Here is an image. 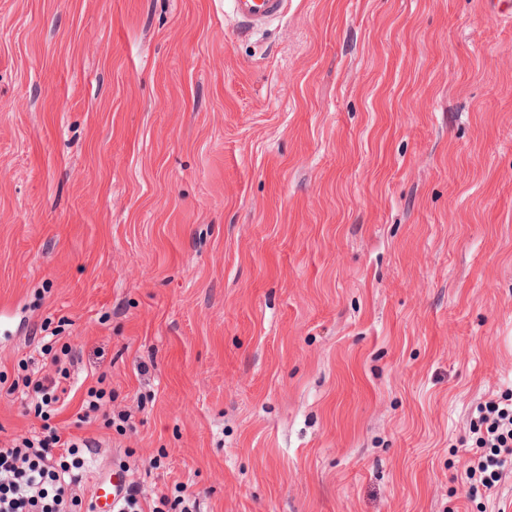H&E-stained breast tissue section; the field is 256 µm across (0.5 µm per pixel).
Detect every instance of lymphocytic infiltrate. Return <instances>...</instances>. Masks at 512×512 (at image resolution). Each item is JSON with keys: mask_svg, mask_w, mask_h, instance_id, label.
<instances>
[{"mask_svg": "<svg viewBox=\"0 0 512 512\" xmlns=\"http://www.w3.org/2000/svg\"><path fill=\"white\" fill-rule=\"evenodd\" d=\"M50 364L52 373L24 382L46 408L62 404L69 378L61 356L52 355ZM473 433L480 455L466 474L490 489L512 462V402L492 399L480 406ZM91 444L48 425L20 440H0V512H94L73 491L84 467L80 451Z\"/></svg>", "mask_w": 512, "mask_h": 512, "instance_id": "1", "label": "lymphocytic infiltrate"}]
</instances>
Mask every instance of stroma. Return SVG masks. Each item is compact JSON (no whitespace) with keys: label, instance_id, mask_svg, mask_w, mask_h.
<instances>
[{"label":"stroma","instance_id":"stroma-1","mask_svg":"<svg viewBox=\"0 0 512 512\" xmlns=\"http://www.w3.org/2000/svg\"><path fill=\"white\" fill-rule=\"evenodd\" d=\"M195 512H512V18L485 0H0V439ZM233 16L246 29L260 28L281 18L288 0H228ZM63 359L57 354H53L50 357V365L55 368V374H47L41 377L32 378L27 377L24 382V386L28 388V393L32 392L35 396L40 399L41 409L54 408L60 404V407L65 405V399L62 395L67 392V387L64 384L69 378L68 370L66 367H62ZM510 401V403H504ZM475 435L472 450L477 463L469 460L466 470L468 479H473L479 472L480 482L486 489H492L500 480V469L512 462V397L503 400H489L479 408V417L473 426ZM490 448V454H482V450Z\"/></svg>","mask_w":512,"mask_h":512}]
</instances>
